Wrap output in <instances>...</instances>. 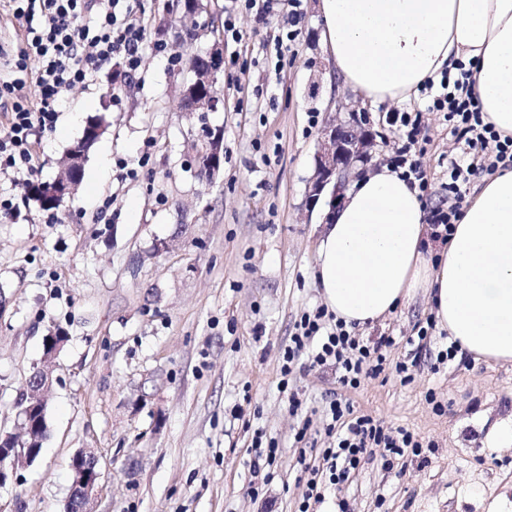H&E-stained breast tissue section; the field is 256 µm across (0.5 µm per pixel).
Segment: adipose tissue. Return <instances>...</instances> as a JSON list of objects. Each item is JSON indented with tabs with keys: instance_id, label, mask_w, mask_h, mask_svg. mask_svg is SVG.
I'll list each match as a JSON object with an SVG mask.
<instances>
[{
	"instance_id": "adipose-tissue-1",
	"label": "adipose tissue",
	"mask_w": 512,
	"mask_h": 512,
	"mask_svg": "<svg viewBox=\"0 0 512 512\" xmlns=\"http://www.w3.org/2000/svg\"><path fill=\"white\" fill-rule=\"evenodd\" d=\"M323 40L346 85L401 102L461 64L483 120L512 137V0H320ZM427 205L383 166L356 181L320 240L326 307L363 326L428 293L438 327L476 357L512 363V168L484 179L445 247Z\"/></svg>"
}]
</instances>
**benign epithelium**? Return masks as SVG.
<instances>
[{"label":"benign epithelium","mask_w":512,"mask_h":512,"mask_svg":"<svg viewBox=\"0 0 512 512\" xmlns=\"http://www.w3.org/2000/svg\"><path fill=\"white\" fill-rule=\"evenodd\" d=\"M205 55L207 65L203 68L191 67L193 77L182 93V102L191 112H212L218 106L213 85L223 73L224 66L219 42H213ZM101 131L98 122L90 120L86 123L77 144L68 151L64 173L42 184L46 198L62 201L74 193L89 149ZM377 136L378 132L373 130L364 112H351L348 119L323 130L314 155V173L307 195L310 209H315L320 202L327 207L323 223H333L336 210L345 201L352 182L366 171L372 160V151L377 146ZM202 145L203 150L196 156L198 174L205 180H211L223 168V140L219 134L208 133L203 136ZM63 343L64 340L53 334L46 337L43 365L33 368L27 378L26 392L18 414L26 442L16 440L11 433H0V488L8 481L11 471L20 465L33 463L41 452L47 431L45 396L53 384L52 360ZM71 469L70 508L77 512H93L92 501L101 478L96 455L91 451L78 452L72 459Z\"/></svg>","instance_id":"7a95c632"}]
</instances>
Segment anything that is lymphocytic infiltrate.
Wrapping results in <instances>:
<instances>
[{"mask_svg": "<svg viewBox=\"0 0 512 512\" xmlns=\"http://www.w3.org/2000/svg\"><path fill=\"white\" fill-rule=\"evenodd\" d=\"M14 18L22 21L24 36L15 49L0 47L13 72L0 79V111L8 116L10 134L0 140V174L20 184L36 170L33 135L52 130L56 124L62 91L92 82L100 67L112 58H122L127 77H134L145 49L164 53L162 44L151 43L148 27L136 11V0H7ZM242 8L260 7L262 14L284 17L275 42L283 47L300 34V0H239ZM472 73L460 69L456 77L442 76L429 104L430 110L445 112L454 120V131L473 155L468 165L452 164L448 175L450 206L433 208L428 222L436 237L447 240L460 212L471 176L512 166V137L503 138L484 123L472 91ZM421 113L400 112L394 119L403 130V144L390 161L402 171L411 187L427 194L430 183L419 157L423 152ZM324 311L301 318L292 343L282 355V376H289L303 351H310L312 365L334 366L343 388L355 390L362 379L375 378L394 368L402 381L413 378L408 360L389 361L394 337L382 335L373 343L360 341L343 322L332 332L322 330ZM327 433L335 441L322 452V466H306V491L298 512H309L322 502L331 485L348 481L365 458L379 456L384 467L394 459L421 456L424 444L403 428H391L369 414H355L351 403L329 402Z\"/></svg>", "mask_w": 512, "mask_h": 512, "instance_id": "lymphocytic-infiltrate-1", "label": "lymphocytic infiltrate"}]
</instances>
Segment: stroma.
Returning a JSON list of instances; mask_svg holds the SVG:
<instances>
[{
  "label": "stroma",
  "mask_w": 512,
  "mask_h": 512,
  "mask_svg": "<svg viewBox=\"0 0 512 512\" xmlns=\"http://www.w3.org/2000/svg\"><path fill=\"white\" fill-rule=\"evenodd\" d=\"M210 11L219 26L234 13L243 37L224 40L223 108H181L192 73L179 37L193 23L176 18L163 42L177 67L145 51L115 96L124 66L113 59L93 83L63 93L55 130L36 133L33 179L50 182L87 121L100 120L71 198L46 211L0 175V194L13 202L0 213L1 429H17L46 336L66 338L41 454L0 488V512H64L82 448L102 473L94 512H298L301 465L319 464L329 446L324 407L337 395L432 449L425 465L363 462L315 512H338L341 500L350 512H487L499 496L512 502V446L498 435L512 426V364L461 351L440 359L447 340L436 327L426 351L407 344L431 315L425 293L357 331L367 341L396 337L391 360L417 359L411 382L390 369L347 392L333 366L303 356L280 384L297 323L323 305L312 271L324 227L306 207L322 129L338 113L369 112L385 139L374 160L382 166L403 143L393 113L421 111L431 207L445 196L451 163L471 161L452 122L423 95L394 105L346 86L323 45L319 0H302V31L279 53V17L231 10L229 0H211ZM205 126L224 134V171L211 183L193 162ZM144 155L137 177L122 178L117 161L136 166ZM260 432L281 448L267 481L253 473Z\"/></svg>",
  "instance_id": "35a3bbf8"
}]
</instances>
